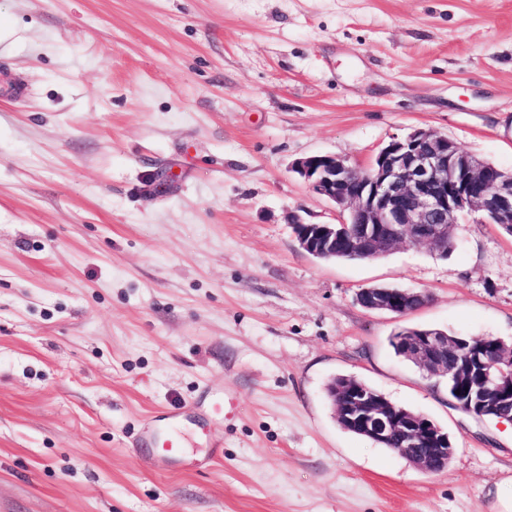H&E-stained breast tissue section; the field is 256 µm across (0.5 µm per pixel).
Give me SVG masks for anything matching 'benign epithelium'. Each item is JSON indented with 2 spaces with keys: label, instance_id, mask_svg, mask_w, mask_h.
Here are the masks:
<instances>
[{
  "label": "benign epithelium",
  "instance_id": "7a95c632",
  "mask_svg": "<svg viewBox=\"0 0 512 512\" xmlns=\"http://www.w3.org/2000/svg\"><path fill=\"white\" fill-rule=\"evenodd\" d=\"M310 190L347 214L340 224H309L296 213L288 223L300 247L314 257L336 251V236L348 239L349 251L370 258L380 241L423 243L448 254V227L478 213L489 224L512 223V171L506 172L462 150L444 135L416 129L393 138L364 168L332 154H314L295 167ZM357 303L368 310L405 316L429 301L425 292L363 288ZM404 359L429 378L458 382V408L478 417L512 422L503 406L512 403V347L497 338L473 345L440 329L396 338ZM337 417L372 441L397 440L394 451L418 469L437 474L448 466V433L420 413H409L348 381L337 393Z\"/></svg>",
  "mask_w": 512,
  "mask_h": 512
}]
</instances>
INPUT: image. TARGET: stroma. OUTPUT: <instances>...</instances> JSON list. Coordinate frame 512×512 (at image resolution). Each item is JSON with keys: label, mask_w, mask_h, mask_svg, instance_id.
Here are the masks:
<instances>
[{"label": "stroma", "mask_w": 512, "mask_h": 512, "mask_svg": "<svg viewBox=\"0 0 512 512\" xmlns=\"http://www.w3.org/2000/svg\"><path fill=\"white\" fill-rule=\"evenodd\" d=\"M0 512H504L512 424L396 357L430 326L512 343V235L471 215L326 261L294 172L422 128L512 170V0H0ZM423 291L399 318L356 301ZM353 376L448 432L438 474L340 428ZM186 457L140 447L154 420Z\"/></svg>", "instance_id": "obj_1"}]
</instances>
